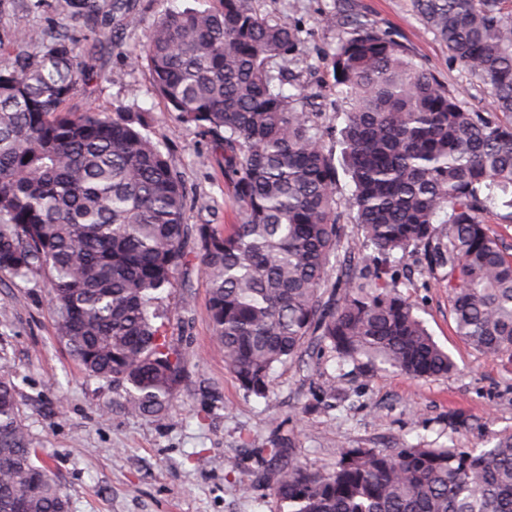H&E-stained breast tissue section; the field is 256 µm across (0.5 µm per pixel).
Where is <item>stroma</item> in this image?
<instances>
[{"instance_id":"1","label":"stroma","mask_w":512,"mask_h":512,"mask_svg":"<svg viewBox=\"0 0 512 512\" xmlns=\"http://www.w3.org/2000/svg\"><path fill=\"white\" fill-rule=\"evenodd\" d=\"M57 0H0V44L23 43L34 28L80 41L97 76L72 105L143 113L146 133L177 172L191 224H232L237 206L224 182V154L213 135L170 112L152 78L131 53L153 22L194 0H130L129 9L101 0L94 28L75 26ZM261 15L301 29V83L322 94L324 144L341 152L343 121L332 88L331 58L349 27L332 15L333 0H256ZM351 11L392 35L413 62L428 69L473 107L484 94L423 25L412 0H348ZM351 185L339 176L336 199L353 256L370 269V251L348 206ZM400 292L454 361L448 375L416 380L394 369L338 361L309 339L299 357L276 365L265 395L244 391L213 337L209 286L201 271L177 272L163 294L166 333L188 351L187 374L165 416L127 413L125 387L88 377L58 341L41 281L0 271V364H7L39 463L67 493L70 512H280L273 493L279 465L335 468L343 448L455 446L481 448L512 432V365L485 357L455 332L448 306V270L427 269L420 255L397 268ZM282 449L273 456L272 446Z\"/></svg>"}]
</instances>
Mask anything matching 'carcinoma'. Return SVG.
<instances>
[{"mask_svg":"<svg viewBox=\"0 0 512 512\" xmlns=\"http://www.w3.org/2000/svg\"><path fill=\"white\" fill-rule=\"evenodd\" d=\"M255 0L169 12L136 62L168 110L217 137L239 221L186 223L177 173L134 112L74 110L94 72L80 44L32 29L0 48V270L49 287L59 340L85 372L129 385L127 412L165 413L189 354L172 347L162 308L178 269L200 258L208 317L243 390L265 394L273 367L306 339L339 358L428 379L452 371L391 268L345 271L336 167L320 103L287 94L300 29L271 23ZM426 28L481 88L478 112L410 59L388 33L340 9L352 29L333 56L349 205L385 259L422 251L448 266L458 336L512 364V246L488 217L512 222V0H413ZM93 28L99 0H58ZM9 366L0 367V512H70L35 463ZM281 512H512V432L488 448H343L336 468L277 473Z\"/></svg>","mask_w":512,"mask_h":512,"instance_id":"cac0c4a2","label":"carcinoma"}]
</instances>
